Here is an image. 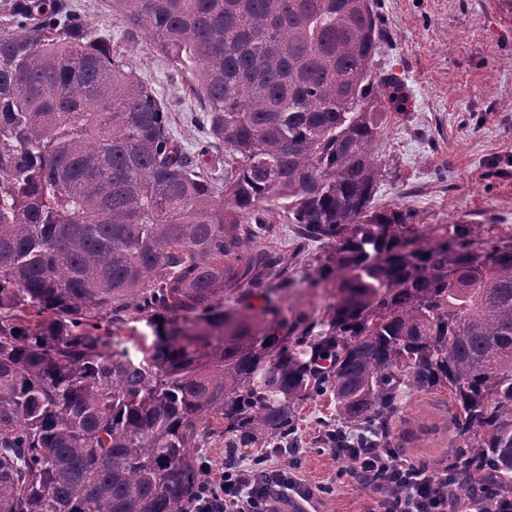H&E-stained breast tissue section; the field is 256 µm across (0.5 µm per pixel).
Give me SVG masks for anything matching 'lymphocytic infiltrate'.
I'll use <instances>...</instances> for the list:
<instances>
[{
  "mask_svg": "<svg viewBox=\"0 0 512 512\" xmlns=\"http://www.w3.org/2000/svg\"><path fill=\"white\" fill-rule=\"evenodd\" d=\"M347 473L375 496L376 512H512V499L498 486L476 478L466 460L439 470L401 458L391 448H342ZM465 482L463 502L448 496V486ZM312 489L290 469L271 466L266 455L249 464L225 463L217 476L198 485L185 512H277L280 501H309Z\"/></svg>",
  "mask_w": 512,
  "mask_h": 512,
  "instance_id": "lymphocytic-infiltrate-1",
  "label": "lymphocytic infiltrate"
}]
</instances>
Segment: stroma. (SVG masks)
Returning a JSON list of instances; mask_svg holds the SVG:
<instances>
[{"instance_id":"obj_1","label":"stroma","mask_w":512,"mask_h":512,"mask_svg":"<svg viewBox=\"0 0 512 512\" xmlns=\"http://www.w3.org/2000/svg\"><path fill=\"white\" fill-rule=\"evenodd\" d=\"M101 32H123L120 0H68ZM380 18L376 68L396 75L404 103L374 145L383 179L377 207L407 212L416 231L442 224L472 225L477 237L512 239V0H376ZM143 80L172 106L173 129L187 148L202 134L199 105L185 79L144 33L124 43ZM283 259L272 295L285 314H320L331 290L313 286L324 260L319 244L300 245L295 225L272 224L257 240ZM104 342L135 351L152 343L149 323L130 318L101 325ZM455 409L447 389L413 393L394 422L399 452L446 467L457 460ZM333 404L305 401L296 431L302 450L297 475L315 495L310 512H368L372 493L345 476L346 463L322 450Z\"/></svg>"}]
</instances>
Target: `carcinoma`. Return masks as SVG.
Segmentation results:
<instances>
[{"instance_id": "1", "label": "carcinoma", "mask_w": 512, "mask_h": 512, "mask_svg": "<svg viewBox=\"0 0 512 512\" xmlns=\"http://www.w3.org/2000/svg\"><path fill=\"white\" fill-rule=\"evenodd\" d=\"M224 144L176 137L121 39L66 0H19L0 34V512H184L196 449L288 443L315 394L328 444L395 448L411 391L448 389L457 454L512 474V241L424 235L373 201L398 99L377 78L372 0H123ZM325 248L318 318L224 308L281 258L268 224ZM166 317L134 358L101 320Z\"/></svg>"}]
</instances>
